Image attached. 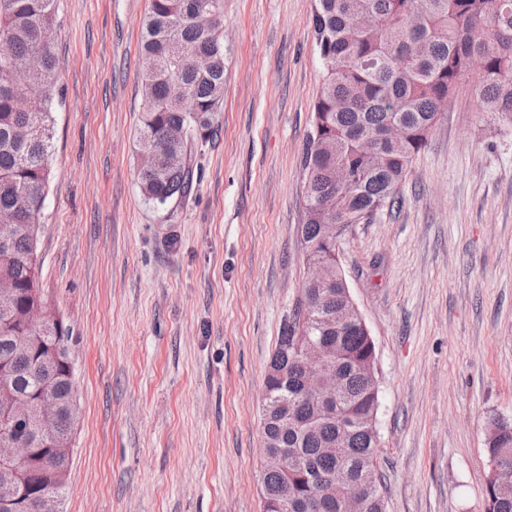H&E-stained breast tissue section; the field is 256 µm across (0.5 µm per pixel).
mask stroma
Segmentation results:
<instances>
[{
	"label": "stroma",
	"instance_id": "stroma-1",
	"mask_svg": "<svg viewBox=\"0 0 512 512\" xmlns=\"http://www.w3.org/2000/svg\"><path fill=\"white\" fill-rule=\"evenodd\" d=\"M148 0H58L39 284L71 334L64 512H261L267 368L306 276L301 157L315 0H224V103L199 180L135 175ZM398 209L337 255L375 343L386 512H485V426L512 417V127L461 85Z\"/></svg>",
	"mask_w": 512,
	"mask_h": 512
}]
</instances>
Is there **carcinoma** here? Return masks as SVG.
<instances>
[{
    "label": "carcinoma",
    "instance_id": "carcinoma-1",
    "mask_svg": "<svg viewBox=\"0 0 512 512\" xmlns=\"http://www.w3.org/2000/svg\"><path fill=\"white\" fill-rule=\"evenodd\" d=\"M364 12L371 27L353 31L348 17ZM316 48L321 89L301 158L304 211L300 224L306 263H336L327 224H362L401 202L413 160L426 147L443 105L481 62L473 94L481 112L512 125V0H316ZM224 0H149L141 25V55L155 66L141 74L144 108L134 139L142 195L165 206L197 184L191 143L205 139L224 99ZM57 0H0V214L12 221L11 242L0 249V279L16 288L9 317L0 312V397L53 392L76 396L63 376L40 367L43 352L13 351L14 336H51L29 324L33 289L39 287L40 215L48 194L53 148L51 110L58 83L54 54ZM395 122L399 145L384 137ZM369 138L373 153L359 151ZM336 284L302 288L278 336L266 374L262 445L288 451L296 464L264 472L262 512H307L311 498L323 512H344L353 491L363 512H385L376 478L378 386L361 363L372 352L364 329L344 320ZM320 341L334 354L342 380L332 410L324 412L296 360L297 346ZM485 483L487 512H512L501 485L512 481V419L490 420ZM28 476L35 488L66 483L44 451L15 468L0 466V480Z\"/></svg>",
    "mask_w": 512,
    "mask_h": 512
}]
</instances>
